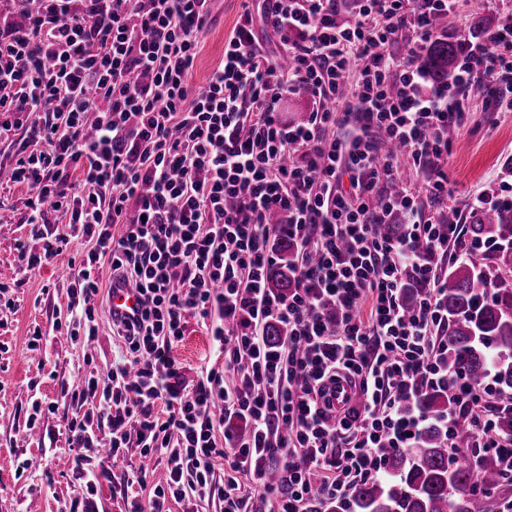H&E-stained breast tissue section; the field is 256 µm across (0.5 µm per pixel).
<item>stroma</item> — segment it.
I'll return each mask as SVG.
<instances>
[{
	"instance_id": "stroma-1",
	"label": "stroma",
	"mask_w": 512,
	"mask_h": 512,
	"mask_svg": "<svg viewBox=\"0 0 512 512\" xmlns=\"http://www.w3.org/2000/svg\"><path fill=\"white\" fill-rule=\"evenodd\" d=\"M250 0H210L209 23L201 35L192 82L204 84L224 56V42L238 24ZM512 16V0H461L456 18L448 22L449 40L471 38L481 20L497 27ZM469 114L457 130L448 160L453 194L450 208L467 215L475 194L490 191L498 173L512 169V112L501 111L494 96L467 97ZM12 147L0 138V512H59L77 500L90 512H146L150 487L165 484L163 456L143 464L138 452L127 454L111 477L87 487L75 470L70 451L69 424L75 408L66 397L79 378L92 373L106 380L120 358V340L108 321H101L95 338L59 342L57 324L67 323L70 263L87 253L88 243L72 240L63 253L40 269L22 273L16 262L17 241L32 240L37 228L27 222L25 185L11 178ZM41 331L39 348H32L33 331ZM185 380L197 377L201 366L222 367L206 331L190 322L173 348ZM40 400L41 416L31 404ZM146 467L145 485L130 484L128 474Z\"/></svg>"
}]
</instances>
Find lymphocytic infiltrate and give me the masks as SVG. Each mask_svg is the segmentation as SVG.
<instances>
[{
	"mask_svg": "<svg viewBox=\"0 0 512 512\" xmlns=\"http://www.w3.org/2000/svg\"><path fill=\"white\" fill-rule=\"evenodd\" d=\"M23 2L21 21L0 26V135L19 134L12 179L27 185L28 221L42 230L40 246L17 243L18 267L51 263L71 239L90 242L72 274L73 342L98 333L91 300L104 278L144 298L139 317L112 323L128 357L107 383L90 374L69 395L83 409L70 448L87 485L102 418L110 458L133 446L166 456L150 512L212 496L224 512H255L257 500L319 512L352 483L382 476L383 449L411 446L423 426L417 396L448 386L459 398L442 421L449 438L467 429L472 447L512 468L490 409L495 376L474 385L444 365L448 313L435 273L449 251L486 255L495 245L462 239L423 209L447 201L448 130L468 120L450 99L478 74L512 106V18L464 40L448 81L432 85L417 61L459 0H427L421 13L413 0H357L347 22L337 0H258L196 88L210 0ZM401 31L402 58L390 51ZM294 99L308 112L300 124L282 110ZM402 158L415 180L394 195ZM52 210L65 227L49 225ZM274 213L295 246L285 293L267 286ZM395 216L400 236L379 237L377 225ZM412 275L432 287L409 314L401 293ZM195 317L224 367L187 386L172 349ZM273 321L288 327L275 346L265 336ZM342 375L360 402L339 416L329 390ZM159 400L166 416L153 411ZM272 467L280 484L265 480Z\"/></svg>",
	"mask_w": 512,
	"mask_h": 512,
	"instance_id": "lymphocytic-infiltrate-1",
	"label": "lymphocytic infiltrate"
}]
</instances>
